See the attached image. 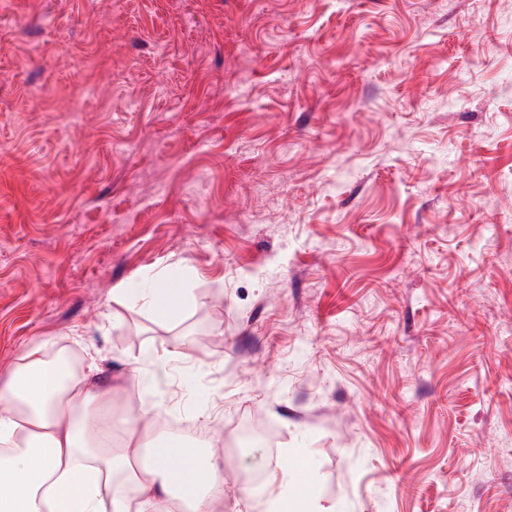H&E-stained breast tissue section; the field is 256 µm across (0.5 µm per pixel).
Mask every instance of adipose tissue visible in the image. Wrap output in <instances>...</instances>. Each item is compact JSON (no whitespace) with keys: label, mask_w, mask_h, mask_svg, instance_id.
Returning a JSON list of instances; mask_svg holds the SVG:
<instances>
[{"label":"adipose tissue","mask_w":512,"mask_h":512,"mask_svg":"<svg viewBox=\"0 0 512 512\" xmlns=\"http://www.w3.org/2000/svg\"><path fill=\"white\" fill-rule=\"evenodd\" d=\"M170 281L157 273L142 294L165 319L194 302L191 288ZM111 409V389L91 373H69L48 359L44 343H32L0 381V512H224L223 456L185 454L195 487L185 500L165 456L149 454L132 420L106 421ZM264 469L266 512H284L288 501L315 512L288 471Z\"/></svg>","instance_id":"obj_1"}]
</instances>
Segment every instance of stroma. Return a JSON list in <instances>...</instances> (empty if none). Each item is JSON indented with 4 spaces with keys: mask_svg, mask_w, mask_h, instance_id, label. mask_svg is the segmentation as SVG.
I'll use <instances>...</instances> for the list:
<instances>
[{
    "mask_svg": "<svg viewBox=\"0 0 512 512\" xmlns=\"http://www.w3.org/2000/svg\"><path fill=\"white\" fill-rule=\"evenodd\" d=\"M36 341L203 423L224 512L261 457L323 512H512V0H0V378ZM171 278L167 272L155 274L141 296L155 314L165 319L179 308L191 307L194 302L192 288L187 286L188 277H184L181 288H171Z\"/></svg>",
    "mask_w": 512,
    "mask_h": 512,
    "instance_id": "1",
    "label": "stroma"
}]
</instances>
